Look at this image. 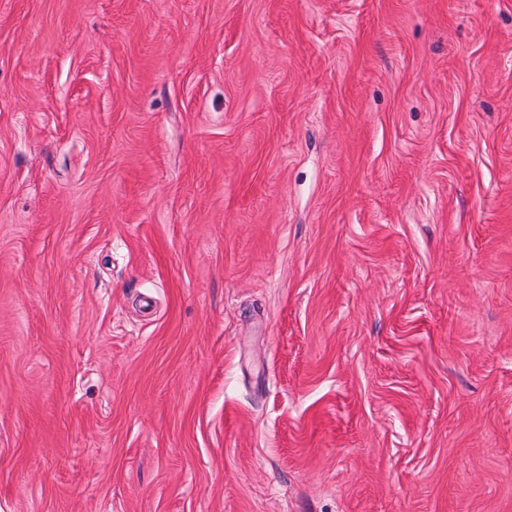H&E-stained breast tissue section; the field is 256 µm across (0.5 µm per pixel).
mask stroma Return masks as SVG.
I'll list each match as a JSON object with an SVG mask.
<instances>
[{
  "label": "stroma",
  "instance_id": "obj_1",
  "mask_svg": "<svg viewBox=\"0 0 512 512\" xmlns=\"http://www.w3.org/2000/svg\"><path fill=\"white\" fill-rule=\"evenodd\" d=\"M0 512H512V0H0Z\"/></svg>",
  "mask_w": 512,
  "mask_h": 512
}]
</instances>
